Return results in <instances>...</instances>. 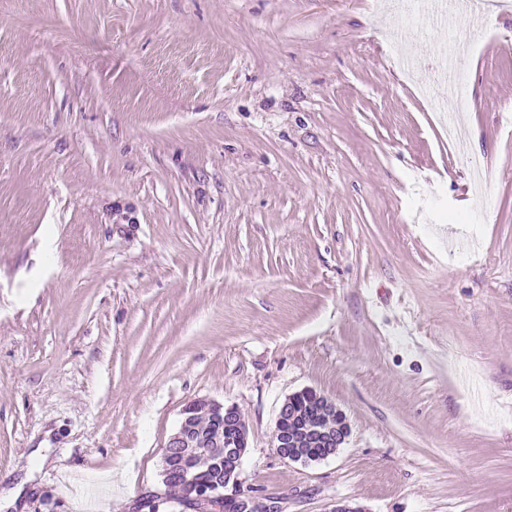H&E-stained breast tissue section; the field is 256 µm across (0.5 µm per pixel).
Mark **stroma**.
<instances>
[{
	"label": "stroma",
	"instance_id": "35a3bbf8",
	"mask_svg": "<svg viewBox=\"0 0 512 512\" xmlns=\"http://www.w3.org/2000/svg\"><path fill=\"white\" fill-rule=\"evenodd\" d=\"M388 3L0 0L16 512L168 494L203 398L239 408L240 486L281 512H512V8L466 18L462 60ZM304 389L350 426L311 465L272 445Z\"/></svg>",
	"mask_w": 512,
	"mask_h": 512
}]
</instances>
